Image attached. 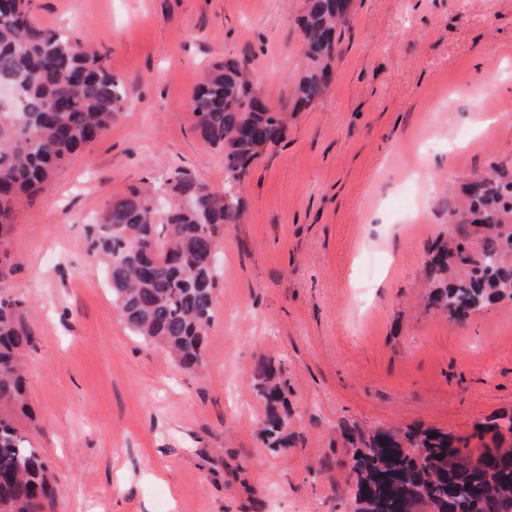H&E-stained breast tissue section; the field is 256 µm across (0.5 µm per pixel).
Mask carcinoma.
<instances>
[{
	"label": "carcinoma",
	"mask_w": 512,
	"mask_h": 512,
	"mask_svg": "<svg viewBox=\"0 0 512 512\" xmlns=\"http://www.w3.org/2000/svg\"><path fill=\"white\" fill-rule=\"evenodd\" d=\"M350 0H306L299 20L309 69L298 83L295 108L320 98L332 83L330 63ZM16 90V107L0 108V243L11 233L22 198L49 189L61 165L100 138L126 99L122 79L101 56L59 30L40 28L32 0H0V85ZM196 131L224 151V191L186 174L178 197L159 215L137 193L111 201L91 230L90 250L106 266L113 305L126 328L174 355L182 368L206 365L208 331L216 311L213 250L224 228L242 218L240 193L249 166L286 136L282 113L254 90L246 65L225 59L193 94ZM467 207L430 259L427 305L464 321L487 303L512 302V173L464 189ZM0 254V402L23 404L18 353L30 336L20 301L5 293ZM260 393L269 405L284 394L271 363L260 365ZM492 446L471 455L459 439L409 427L368 437L343 435L354 451L352 512H512V413L482 425ZM58 494L47 464L0 415V512H41Z\"/></svg>",
	"instance_id": "obj_1"
}]
</instances>
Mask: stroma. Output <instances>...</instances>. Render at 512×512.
<instances>
[{"label":"stroma","mask_w":512,"mask_h":512,"mask_svg":"<svg viewBox=\"0 0 512 512\" xmlns=\"http://www.w3.org/2000/svg\"><path fill=\"white\" fill-rule=\"evenodd\" d=\"M304 8L34 0L38 26L91 44L127 90L111 128L0 243L31 335L26 406L0 414L60 487L43 512H351L342 425H418L476 451L490 443L477 425L512 411V304L456 323L423 300L462 187L512 170V0H352L335 78L297 112ZM226 58L248 63L288 132L243 181L208 364L189 373L125 328L89 226L130 191L154 199L179 171L223 189L224 155L196 134L192 96ZM494 70L504 78L489 94ZM271 359L288 384L284 448L266 446L256 392Z\"/></svg>","instance_id":"1"}]
</instances>
